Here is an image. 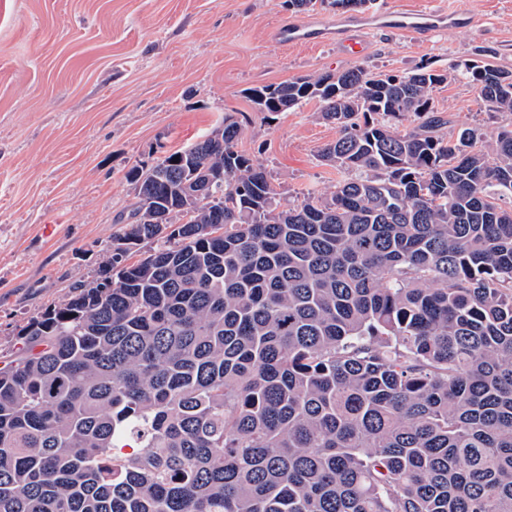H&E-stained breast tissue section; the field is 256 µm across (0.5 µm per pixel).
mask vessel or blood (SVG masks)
I'll return each mask as SVG.
<instances>
[{
  "label": "vessel or blood",
  "mask_w": 512,
  "mask_h": 512,
  "mask_svg": "<svg viewBox=\"0 0 512 512\" xmlns=\"http://www.w3.org/2000/svg\"><path fill=\"white\" fill-rule=\"evenodd\" d=\"M463 18L458 14L444 13L426 9L410 13H393L381 16L380 22L387 30L400 34L427 39L434 31L446 26L461 24ZM360 20L330 21L313 17L303 21L291 20L278 24L271 32L274 40L284 45L302 43H323L336 41L347 47L351 53H361L364 44L361 39Z\"/></svg>",
  "instance_id": "b4317fda"
}]
</instances>
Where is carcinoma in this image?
Here are the masks:
<instances>
[{
    "label": "carcinoma",
    "mask_w": 512,
    "mask_h": 512,
    "mask_svg": "<svg viewBox=\"0 0 512 512\" xmlns=\"http://www.w3.org/2000/svg\"><path fill=\"white\" fill-rule=\"evenodd\" d=\"M450 70L512 113L511 73ZM447 80L250 90L318 100L355 173L285 210L230 114L131 167L109 258L0 357V512H512V126L448 137Z\"/></svg>",
    "instance_id": "1"
}]
</instances>
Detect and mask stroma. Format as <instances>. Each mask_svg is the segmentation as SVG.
I'll list each match as a JSON object with an SVG mask.
<instances>
[{
	"label": "stroma",
	"instance_id": "1",
	"mask_svg": "<svg viewBox=\"0 0 512 512\" xmlns=\"http://www.w3.org/2000/svg\"><path fill=\"white\" fill-rule=\"evenodd\" d=\"M440 5L468 26L426 41L363 33L362 55L336 44L287 47L269 31L294 17L285 0H0V355L71 287L91 282L135 201L126 179L210 133L225 115L238 150L260 163L278 205L327 197L344 172L321 148L339 135L318 101L259 112L250 89L363 67L402 74L477 62L512 72V0H372L371 10ZM448 131L492 132V110L462 79L435 88Z\"/></svg>",
	"mask_w": 512,
	"mask_h": 512
}]
</instances>
